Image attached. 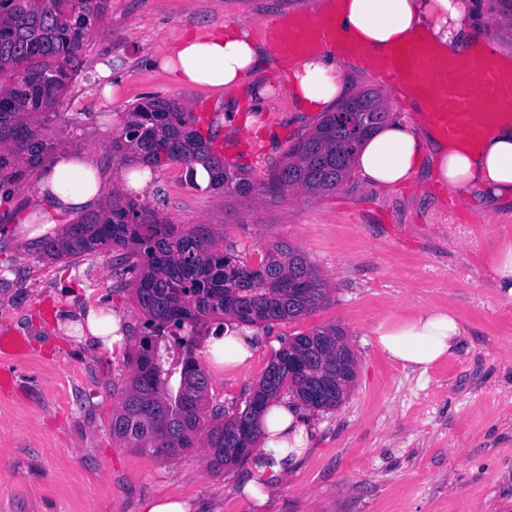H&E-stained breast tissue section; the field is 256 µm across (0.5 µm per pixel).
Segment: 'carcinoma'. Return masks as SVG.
Returning <instances> with one entry per match:
<instances>
[{
    "instance_id": "carcinoma-1",
    "label": "carcinoma",
    "mask_w": 512,
    "mask_h": 512,
    "mask_svg": "<svg viewBox=\"0 0 512 512\" xmlns=\"http://www.w3.org/2000/svg\"><path fill=\"white\" fill-rule=\"evenodd\" d=\"M109 0H0V188L10 196L55 147L42 125L81 70L86 39ZM390 117L379 92L365 89L326 113L314 130L288 147L267 181L257 185L227 168L212 149L214 137L196 129V117L177 99L153 97L126 112L112 136V158L155 171L177 163L194 178L210 173V187L249 201L279 199L298 189L322 195L341 188L363 141ZM138 192H112L102 210L81 215L58 237L43 242L44 256L69 260L96 252L112 255L121 289L130 288L144 322L133 370L112 413V435L130 447L175 458L208 450L221 474L243 463L260 434L266 404L284 391L309 409L341 405L354 383L356 356L336 324L288 338L266 366L244 407L206 413L209 371L195 356L196 335L208 321L229 316L242 325L301 320L324 307L329 288L301 252L280 244L257 266L220 247L211 224L171 223L139 202ZM178 338L171 357L170 337ZM314 356L330 371L329 387L294 363Z\"/></svg>"
}]
</instances>
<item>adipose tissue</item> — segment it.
Masks as SVG:
<instances>
[{
	"label": "adipose tissue",
	"mask_w": 512,
	"mask_h": 512,
	"mask_svg": "<svg viewBox=\"0 0 512 512\" xmlns=\"http://www.w3.org/2000/svg\"><path fill=\"white\" fill-rule=\"evenodd\" d=\"M317 12L332 16L347 39L362 40L372 55L382 54L415 36H427L448 54L478 49L484 26L477 0H348L338 6L319 0ZM261 50L234 22L202 33L181 36L161 61L162 68L186 87L231 89L249 81L260 64ZM352 65H341L335 50L292 61L285 91L308 112H329L352 96ZM411 118L385 123L365 143L354 168L368 183L406 184L421 170L448 187L475 193L490 205L512 199V122H501L472 147L444 143L411 102ZM44 208L38 218L53 228L54 214L97 210L107 185L97 165L83 154L63 152L48 167L39 185ZM466 328L457 314L443 308L421 309L403 318L380 321L376 344L390 361L419 375L455 356ZM260 343L253 331L226 327L203 351L216 369L247 365ZM299 405L271 401L263 416L259 445L243 495L264 505L266 490L298 461L308 441Z\"/></svg>",
	"instance_id": "adipose-tissue-1"
}]
</instances>
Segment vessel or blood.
<instances>
[{
  "instance_id": "obj_1",
  "label": "vessel or blood",
  "mask_w": 512,
  "mask_h": 512,
  "mask_svg": "<svg viewBox=\"0 0 512 512\" xmlns=\"http://www.w3.org/2000/svg\"><path fill=\"white\" fill-rule=\"evenodd\" d=\"M277 50L292 55L311 49L339 46L344 55H362V48L341 41L333 21L316 25L271 24L267 27ZM384 74L403 76L417 88L434 95L428 115L432 123L450 139L471 140L488 129L498 114L512 112V74L496 69L491 57L451 60L437 55L423 39L397 48L385 59ZM481 97L482 107H474V97ZM26 342L21 338L0 340V387L12 388L10 370L13 359L24 355Z\"/></svg>"
}]
</instances>
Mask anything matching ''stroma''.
Instances as JSON below:
<instances>
[{
  "instance_id": "stroma-1",
  "label": "stroma",
  "mask_w": 512,
  "mask_h": 512,
  "mask_svg": "<svg viewBox=\"0 0 512 512\" xmlns=\"http://www.w3.org/2000/svg\"><path fill=\"white\" fill-rule=\"evenodd\" d=\"M311 0H109L83 64L49 125L58 149L85 154L119 181L112 133L121 112L147 97L175 98L214 122L227 164L264 181L293 140L321 120L279 87L290 60L268 44L272 21L310 17ZM232 20L265 48L260 73L278 90L255 102L249 86L217 96L181 86L152 60L187 32ZM113 65L111 91L96 79ZM254 112L228 126L224 110ZM185 169L156 170L139 194L175 224H211L220 245L249 264L284 243L320 270L329 303L298 321L272 323L249 364L211 376L209 405L249 398L288 336L335 323L357 357V377L336 409L306 412L308 446L268 491L263 507L241 493L248 464L213 473L203 449L166 459L112 435L113 387L126 381L143 317L132 290L114 286L106 256L48 260L18 224L41 208L35 183L0 204V333L24 337L18 389H0V512H144L148 500H187L192 512H512V300L501 299L490 262L512 240V203L488 207L470 192L420 175L376 186L351 175L309 197L243 203L179 182ZM128 328L113 354L81 330L88 308ZM445 307L467 328L461 351L426 380L392 363L373 336L385 318Z\"/></svg>"
}]
</instances>
